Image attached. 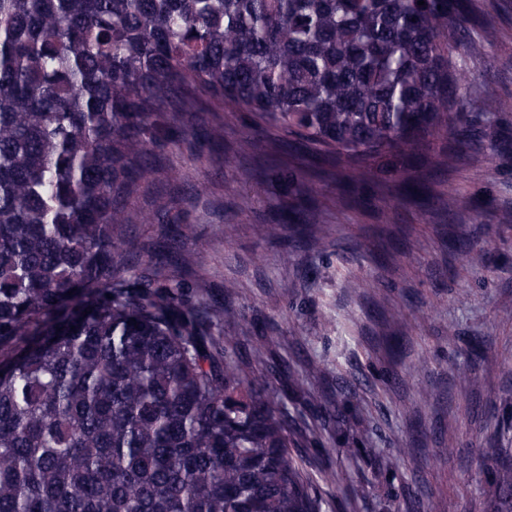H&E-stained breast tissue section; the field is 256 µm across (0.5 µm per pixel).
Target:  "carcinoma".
Returning a JSON list of instances; mask_svg holds the SVG:
<instances>
[{
  "instance_id": "cac0c4a2",
  "label": "carcinoma",
  "mask_w": 512,
  "mask_h": 512,
  "mask_svg": "<svg viewBox=\"0 0 512 512\" xmlns=\"http://www.w3.org/2000/svg\"><path fill=\"white\" fill-rule=\"evenodd\" d=\"M470 21L466 0H0V512H322L290 449L308 460L327 423L289 420L229 355L240 309L204 317L156 272L120 274L129 225L171 209L129 202L156 179L150 146L222 139L236 110L249 153L275 148L268 128L305 143L292 174L371 161L420 184L407 159L454 127L448 31ZM498 36L486 21L467 51ZM489 497L512 512V462Z\"/></svg>"
}]
</instances>
